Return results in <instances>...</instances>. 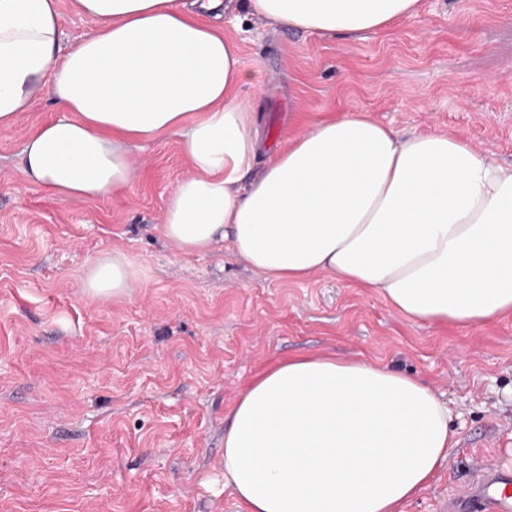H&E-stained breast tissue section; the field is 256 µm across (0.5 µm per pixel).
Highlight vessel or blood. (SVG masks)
<instances>
[{
    "instance_id": "b4317fda",
    "label": "vessel or blood",
    "mask_w": 512,
    "mask_h": 512,
    "mask_svg": "<svg viewBox=\"0 0 512 512\" xmlns=\"http://www.w3.org/2000/svg\"><path fill=\"white\" fill-rule=\"evenodd\" d=\"M473 503L478 504L481 512H512V474L485 467L475 483L448 499L444 509L445 512H467Z\"/></svg>"
}]
</instances>
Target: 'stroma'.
<instances>
[{"mask_svg":"<svg viewBox=\"0 0 512 512\" xmlns=\"http://www.w3.org/2000/svg\"><path fill=\"white\" fill-rule=\"evenodd\" d=\"M268 154L361 110L441 130L512 162V0H423L418 17L353 42L248 17L226 24ZM37 103L0 128V512H246L224 484V430L277 361L334 353L420 378L448 408L454 448L402 512H434L482 465L512 471V316L414 322L380 294L315 273L267 279L232 248L171 249L165 202L192 172L177 137L137 154L123 191L87 202L29 184ZM136 270L124 296L81 288L101 255Z\"/></svg>","mask_w":512,"mask_h":512,"instance_id":"35a3bbf8","label":"stroma"}]
</instances>
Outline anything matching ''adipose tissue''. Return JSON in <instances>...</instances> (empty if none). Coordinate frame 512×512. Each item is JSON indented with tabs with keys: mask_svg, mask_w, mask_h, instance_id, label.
<instances>
[{
	"mask_svg": "<svg viewBox=\"0 0 512 512\" xmlns=\"http://www.w3.org/2000/svg\"><path fill=\"white\" fill-rule=\"evenodd\" d=\"M94 24L64 45L58 0H0V128L39 100L57 117L26 137V180L68 199L128 186L144 143L178 137L191 175L163 234L182 254L231 242L279 282L323 272L406 318L472 324L512 314V164L440 132L404 135L359 110L295 135L249 171L260 144L248 74L225 22L246 13L352 40L417 16L421 0H75ZM115 252L84 281L127 294ZM455 444L419 378L331 354L289 357L238 397L224 480L248 512H400Z\"/></svg>",
	"mask_w": 512,
	"mask_h": 512,
	"instance_id": "obj_1",
	"label": "adipose tissue"
}]
</instances>
